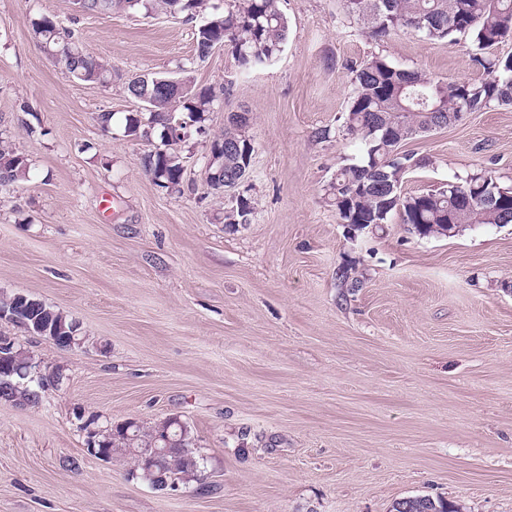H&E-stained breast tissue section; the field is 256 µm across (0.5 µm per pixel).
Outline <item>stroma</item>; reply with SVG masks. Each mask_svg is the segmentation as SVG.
<instances>
[{
    "mask_svg": "<svg viewBox=\"0 0 512 512\" xmlns=\"http://www.w3.org/2000/svg\"><path fill=\"white\" fill-rule=\"evenodd\" d=\"M279 7L282 52L245 72L225 47L196 60L180 18L0 0V134L31 163L28 181L0 186V292L42 299L87 338L62 350L0 320L66 376L38 406L0 404V512H393L415 496L512 512V224L423 238L395 217L352 237L323 191L363 155L343 129L353 68L379 56L478 80L472 42L374 38L342 0ZM40 13L123 76L187 65L223 89L210 133L248 111L250 223L216 218L208 136L181 147V192L154 185L149 142L95 121L139 103L55 65L31 36ZM404 150L417 165L403 196L484 171L512 188V106ZM351 267L360 287L340 278ZM172 417L205 460L201 481L157 491L131 477L129 457L87 451L85 420Z\"/></svg>",
    "mask_w": 512,
    "mask_h": 512,
    "instance_id": "1",
    "label": "stroma"
}]
</instances>
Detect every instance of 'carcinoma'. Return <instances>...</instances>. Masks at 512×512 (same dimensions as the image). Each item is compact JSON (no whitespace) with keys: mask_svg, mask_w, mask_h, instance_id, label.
I'll return each instance as SVG.
<instances>
[{"mask_svg":"<svg viewBox=\"0 0 512 512\" xmlns=\"http://www.w3.org/2000/svg\"><path fill=\"white\" fill-rule=\"evenodd\" d=\"M345 12L363 23L375 37L413 30L431 40L453 35L467 36L475 49V60L484 69L481 80H443L423 72L401 69L381 57L365 60L355 70L354 92L348 106L344 131L360 141L363 158L357 164L336 171L325 185L327 200L336 208L342 223L388 224L394 214L408 230L422 237L448 235V225L512 224V191L503 189L488 173L449 181L419 195L400 193L403 175L416 166L414 156L401 151L404 142L443 125L460 121L471 112L512 105V55L489 56L487 51L512 39V0H342ZM78 14L110 15L114 10L144 18L158 15L182 17L196 22V59L202 61L211 48L222 43L231 49L245 71L273 62L288 37V22L279 0H77ZM36 45L50 58L64 59L66 72L80 82L110 85L112 65L84 49L71 28L42 14L31 22ZM184 91L165 90L164 76L147 74L138 83L122 82L123 92L137 98L148 96L151 110L131 112L120 120L115 113L102 111L96 121L104 132L119 127L129 140H150L160 145L143 158L145 174L169 193L181 192L185 161L181 144L195 134H207L206 120L214 103L223 94L215 88L199 87L181 67ZM250 118L235 113L227 116L224 131L211 137L210 145L239 142L234 153L224 152L221 181L224 187L238 183L235 196L224 205L226 224H247L254 206L252 162L244 161V146L252 144L247 135ZM180 123L182 135L166 140V130ZM28 158L0 138V185L30 178ZM14 305L18 314L11 322L36 335L43 329L72 331L79 326L60 310L29 295L0 293V307ZM45 388L20 386L17 400L36 406ZM181 432L180 446L164 455L155 471L145 466L143 453L155 447L161 430ZM96 450L104 456L126 455L133 460L131 474L152 481L162 475L170 481L189 483L198 480L203 457L197 454L188 427L177 419L154 423L125 421L95 437ZM408 512H461V507L442 498L429 496L409 500Z\"/></svg>","mask_w":512,"mask_h":512,"instance_id":"obj_1","label":"carcinoma"}]
</instances>
